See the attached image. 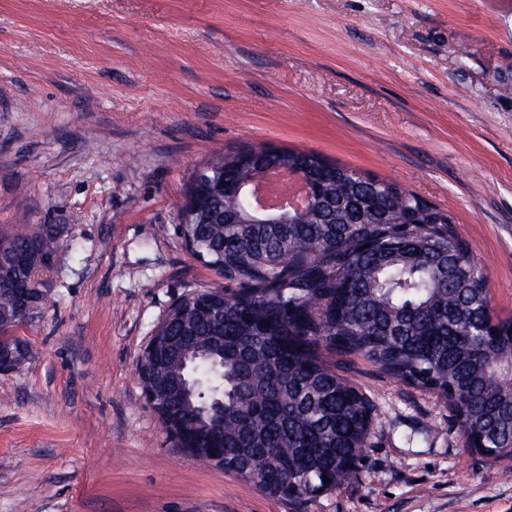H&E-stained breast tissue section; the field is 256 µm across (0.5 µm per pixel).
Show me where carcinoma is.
I'll return each mask as SVG.
<instances>
[{"mask_svg":"<svg viewBox=\"0 0 512 512\" xmlns=\"http://www.w3.org/2000/svg\"><path fill=\"white\" fill-rule=\"evenodd\" d=\"M239 192L226 198L224 159ZM278 161L318 178L301 216L265 224L248 193L256 162L238 152L190 177L179 232L203 264L237 286L178 300L155 329L165 342L145 372L162 416L194 443L224 454V470L284 498L315 496L348 479L366 447L373 405L324 352L366 357L395 379L442 397L467 446L512 455V317L491 306L488 277L456 234L454 217L396 181L313 152ZM53 260L64 247L43 230L0 246ZM13 286H0L12 312ZM26 340L0 331V347ZM329 481H323V476Z\"/></svg>","mask_w":512,"mask_h":512,"instance_id":"1","label":"carcinoma"}]
</instances>
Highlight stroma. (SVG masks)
Instances as JSON below:
<instances>
[{"instance_id":"35a3bbf8","label":"stroma","mask_w":512,"mask_h":512,"mask_svg":"<svg viewBox=\"0 0 512 512\" xmlns=\"http://www.w3.org/2000/svg\"><path fill=\"white\" fill-rule=\"evenodd\" d=\"M272 144L456 218L512 316V17L493 0H0V235L66 242L36 354L0 374V512H512V457L358 354L374 404L348 483L281 498L179 448L136 377L182 296L190 173Z\"/></svg>"}]
</instances>
